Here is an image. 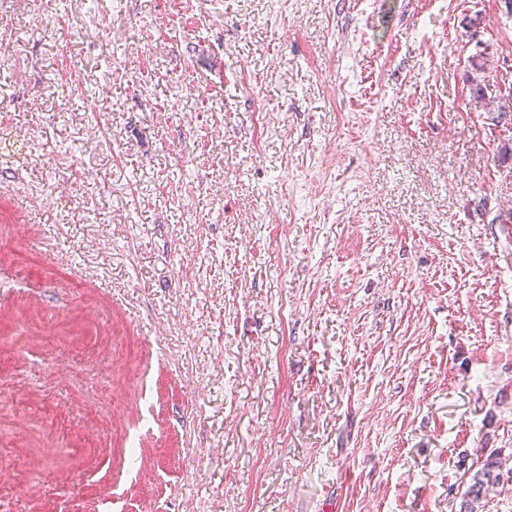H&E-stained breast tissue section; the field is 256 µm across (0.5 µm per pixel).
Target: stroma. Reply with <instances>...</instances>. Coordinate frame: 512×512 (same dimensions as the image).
I'll return each instance as SVG.
<instances>
[{"instance_id": "obj_1", "label": "stroma", "mask_w": 512, "mask_h": 512, "mask_svg": "<svg viewBox=\"0 0 512 512\" xmlns=\"http://www.w3.org/2000/svg\"><path fill=\"white\" fill-rule=\"evenodd\" d=\"M509 85L504 0H0V512H459Z\"/></svg>"}]
</instances>
